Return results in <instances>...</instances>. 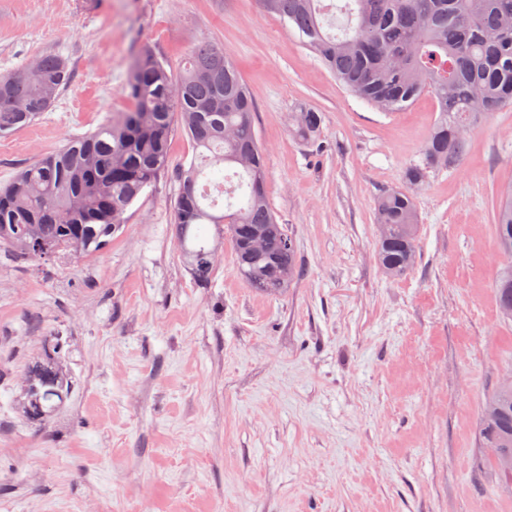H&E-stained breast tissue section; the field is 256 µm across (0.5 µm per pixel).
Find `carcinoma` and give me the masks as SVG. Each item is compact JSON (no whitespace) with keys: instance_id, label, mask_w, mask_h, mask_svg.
Returning a JSON list of instances; mask_svg holds the SVG:
<instances>
[{"instance_id":"1","label":"carcinoma","mask_w":512,"mask_h":512,"mask_svg":"<svg viewBox=\"0 0 512 512\" xmlns=\"http://www.w3.org/2000/svg\"><path fill=\"white\" fill-rule=\"evenodd\" d=\"M321 2L261 0L359 99L383 112L406 108L424 93L437 103L439 116L421 161L405 172L406 186L384 192L375 206L378 260L399 278L416 259L413 188L431 170L463 165L477 120L512 107V0H344L331 4L346 17L335 34L324 30ZM68 78L67 61L53 53L0 76V136L47 111ZM122 95L130 110L20 169L0 188V249L17 261L101 252L127 209L168 170L169 137L178 126L195 149L176 173L172 205L193 276L205 282L212 273L215 249L188 246L196 226L211 224L216 236L229 233L238 271L251 287L267 294L288 287L300 264L288 227L276 222L268 202L255 107L232 60L203 43L176 73L144 51L132 59ZM321 123V114L308 110L294 131L313 141ZM493 228L498 245L512 247V190L495 207ZM494 288L500 311L511 318L512 270H500ZM72 385L58 342L46 339L20 376L18 408L27 421L45 423ZM487 406L499 412L482 419L484 447L512 448V388H499Z\"/></svg>"}]
</instances>
